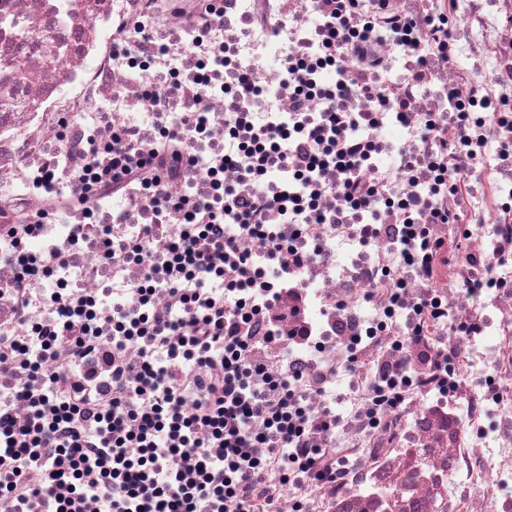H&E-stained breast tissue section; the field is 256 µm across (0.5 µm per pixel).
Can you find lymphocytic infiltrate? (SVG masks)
Returning <instances> with one entry per match:
<instances>
[{
	"instance_id": "f902f5d3",
	"label": "lymphocytic infiltrate",
	"mask_w": 512,
	"mask_h": 512,
	"mask_svg": "<svg viewBox=\"0 0 512 512\" xmlns=\"http://www.w3.org/2000/svg\"><path fill=\"white\" fill-rule=\"evenodd\" d=\"M228 314L223 304L212 305L205 318L207 335H188L168 351L170 362L192 356L229 373L210 384L193 413L182 411L180 380L174 376L164 399L152 401L145 431L170 433L175 446H145L137 457H127V448L137 439L125 432L128 414L114 410L108 415L113 465L107 468L84 447L83 434L73 425L78 407L62 406L61 421L69 426L63 439L38 409H31L23 429L30 447L0 448V502L8 512H28L34 499L44 512H82L85 495L93 492L102 512H224L228 501L238 512H248L251 499L266 489L263 466L225 444L226 422L255 424L254 440L270 456H282L289 436L287 428L268 426L263 393L244 391L236 380V373L247 371L249 363L243 346L224 336ZM199 424L210 428V437L192 438ZM214 443L222 445L221 454H210Z\"/></svg>"
}]
</instances>
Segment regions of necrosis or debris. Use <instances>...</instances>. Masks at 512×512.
<instances>
[{
  "instance_id": "necrosis-or-debris-1",
  "label": "necrosis or debris",
  "mask_w": 512,
  "mask_h": 512,
  "mask_svg": "<svg viewBox=\"0 0 512 512\" xmlns=\"http://www.w3.org/2000/svg\"><path fill=\"white\" fill-rule=\"evenodd\" d=\"M353 3L338 31L337 0H0V426L17 446L21 390L47 414L78 405L103 459L106 409L139 432L164 393L146 369L184 335L177 285L199 320L244 298L225 336L246 385L303 414L286 450L302 476L238 433L269 488L249 512H512V0ZM176 94L197 117L185 139ZM270 150L287 165L262 166ZM208 205L224 208L197 242L211 271L176 265L139 297ZM116 239L138 260L106 259ZM137 300L168 312L166 341L119 320Z\"/></svg>"
}]
</instances>
